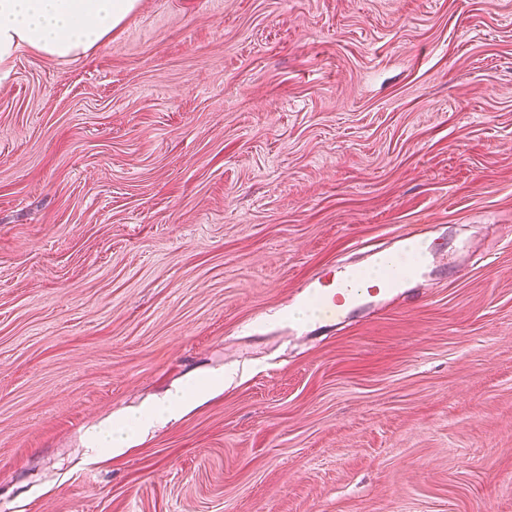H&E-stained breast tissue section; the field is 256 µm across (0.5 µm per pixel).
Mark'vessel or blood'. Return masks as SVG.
Masks as SVG:
<instances>
[{
	"instance_id": "1",
	"label": "vessel or blood",
	"mask_w": 512,
	"mask_h": 512,
	"mask_svg": "<svg viewBox=\"0 0 512 512\" xmlns=\"http://www.w3.org/2000/svg\"><path fill=\"white\" fill-rule=\"evenodd\" d=\"M476 253L469 239L455 240L450 249L433 245L429 236L415 229L390 235L383 245L370 250L368 266L386 267L383 277L371 276L361 265L338 266L333 287H302L300 301H318L319 320L326 326L345 322L365 309L380 315L399 301L415 298L421 281L440 272L468 267Z\"/></svg>"
}]
</instances>
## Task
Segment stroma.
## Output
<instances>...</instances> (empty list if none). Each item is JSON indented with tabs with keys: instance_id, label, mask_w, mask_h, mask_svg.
I'll list each match as a JSON object with an SVG mask.
<instances>
[{
	"instance_id": "35a3bbf8",
	"label": "stroma",
	"mask_w": 512,
	"mask_h": 512,
	"mask_svg": "<svg viewBox=\"0 0 512 512\" xmlns=\"http://www.w3.org/2000/svg\"><path fill=\"white\" fill-rule=\"evenodd\" d=\"M417 224L490 258L340 331ZM512 0H139L0 74V512H512ZM177 419L96 454L166 397ZM142 424L141 418L113 423L100 430L96 437V445L99 448H122L130 435L135 433Z\"/></svg>"
}]
</instances>
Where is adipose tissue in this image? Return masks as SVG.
I'll list each match as a JSON object with an SVG mask.
<instances>
[{
    "label": "adipose tissue",
    "instance_id": "adipose-tissue-1",
    "mask_svg": "<svg viewBox=\"0 0 512 512\" xmlns=\"http://www.w3.org/2000/svg\"><path fill=\"white\" fill-rule=\"evenodd\" d=\"M138 0H0V72L20 48L69 59L104 44Z\"/></svg>",
    "mask_w": 512,
    "mask_h": 512
}]
</instances>
